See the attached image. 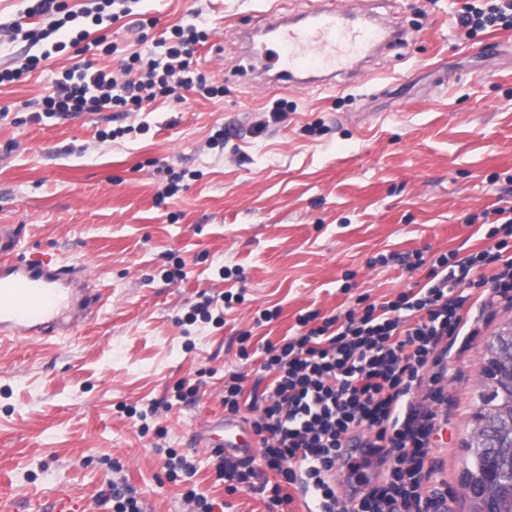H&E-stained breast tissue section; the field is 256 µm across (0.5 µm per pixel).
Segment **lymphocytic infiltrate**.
<instances>
[{"instance_id": "f902f5d3", "label": "lymphocytic infiltrate", "mask_w": 512, "mask_h": 512, "mask_svg": "<svg viewBox=\"0 0 512 512\" xmlns=\"http://www.w3.org/2000/svg\"><path fill=\"white\" fill-rule=\"evenodd\" d=\"M93 2L76 12L64 0H38L34 10L51 16L54 32L81 17L99 25L104 16L116 21L133 13L134 0ZM458 22L471 37L512 29V0H466ZM207 37L197 26L176 24L160 42V57L131 52L116 73L89 64L68 68L39 110L139 112L189 91L221 97L223 87L191 68ZM494 213L486 232L492 248L464 257L454 250L439 254L421 288L325 319L307 312L297 319L301 334L261 346L260 368L270 382L250 420L261 464L216 459L217 480L234 490L259 491L276 507L302 498L307 512H448L446 496L432 485L430 462L434 437L446 421L438 406L448 378V346L472 333L476 289L512 303V206ZM491 263L496 273L471 279L473 270ZM462 282L467 290L455 292ZM375 460L386 465L378 482L345 497L337 493L338 473Z\"/></svg>"}]
</instances>
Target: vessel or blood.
<instances>
[{"instance_id":"obj_1","label":"vessel or blood","mask_w":512,"mask_h":512,"mask_svg":"<svg viewBox=\"0 0 512 512\" xmlns=\"http://www.w3.org/2000/svg\"><path fill=\"white\" fill-rule=\"evenodd\" d=\"M349 8L315 7L286 17L270 12L262 28L277 46L275 83L282 88L326 87L336 75L357 66L381 41L400 38L390 23L354 26ZM106 297L84 267L49 253H25L11 225L0 226V342L34 343L61 327L95 316ZM203 440L211 452L240 462L256 457V441L235 417L214 422Z\"/></svg>"}]
</instances>
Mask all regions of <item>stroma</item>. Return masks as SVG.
<instances>
[{
    "mask_svg": "<svg viewBox=\"0 0 512 512\" xmlns=\"http://www.w3.org/2000/svg\"><path fill=\"white\" fill-rule=\"evenodd\" d=\"M332 2L409 37L368 57L363 76L288 90L258 70L249 38L270 9L288 15L319 0H137L134 11L157 20L143 36L124 19L74 21L117 46L93 65L115 69L131 51L154 48L167 27L193 24L209 32L193 67L222 85L223 97L189 93L142 112L34 121V101L81 55L66 30L28 15L32 0H0V69L40 59L0 86V225L16 227L24 250L88 267L108 296L93 321L50 347L0 346V512H111L104 494L113 482L135 490L149 512H191L190 489L214 512H270L258 492H228L194 437L224 417L225 375L242 374L253 391L256 349L295 334L300 314L395 299L425 283L437 255L490 247L464 219L512 205V54L481 46L512 44V30L465 39L464 0ZM33 31L41 41L29 40ZM58 41L66 48L56 53ZM282 97L294 109L275 123L270 111ZM119 126L130 134L106 139ZM219 130L217 149L210 138ZM173 171L185 178L168 197ZM415 252L426 264L407 270ZM177 268L183 278L168 280ZM225 292L243 299L223 325L184 324L201 295ZM265 309L278 317L255 326ZM474 318V336L450 352L448 424L431 456L451 512L469 510L460 497L463 443L486 347L512 325V307L495 301ZM244 347L250 358H241ZM195 378L194 403L173 401L175 386ZM154 401L161 408L147 425L126 413ZM167 448L194 459L195 476L171 480Z\"/></svg>",
    "mask_w": 512,
    "mask_h": 512,
    "instance_id": "35a3bbf8",
    "label": "stroma"
}]
</instances>
